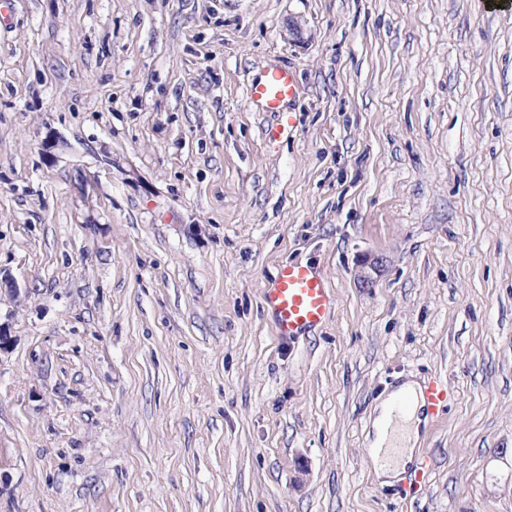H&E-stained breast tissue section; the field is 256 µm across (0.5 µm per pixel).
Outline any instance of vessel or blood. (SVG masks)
<instances>
[{"mask_svg": "<svg viewBox=\"0 0 512 512\" xmlns=\"http://www.w3.org/2000/svg\"><path fill=\"white\" fill-rule=\"evenodd\" d=\"M296 91L295 74L285 66L264 68L248 85L250 103L258 111L277 117L276 123L264 128L267 146H275L287 135L289 103ZM263 304L273 317L277 335L288 340L323 325L335 311V299L325 278L310 265L297 262L279 266L263 290ZM423 400L427 414L438 416L448 402L447 385L429 382L423 389Z\"/></svg>", "mask_w": 512, "mask_h": 512, "instance_id": "vessel-or-blood-1", "label": "vessel or blood"}]
</instances>
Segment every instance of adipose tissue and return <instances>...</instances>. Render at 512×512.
<instances>
[{"mask_svg": "<svg viewBox=\"0 0 512 512\" xmlns=\"http://www.w3.org/2000/svg\"><path fill=\"white\" fill-rule=\"evenodd\" d=\"M418 390L416 382H404L376 408L372 432L367 437L368 456L373 472L382 483H391L414 460L420 430L427 423L416 401ZM401 397L411 399L412 405L405 413L397 415L393 412V403Z\"/></svg>", "mask_w": 512, "mask_h": 512, "instance_id": "1", "label": "adipose tissue"}]
</instances>
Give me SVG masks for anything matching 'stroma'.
Masks as SVG:
<instances>
[{
  "label": "stroma",
  "mask_w": 512,
  "mask_h": 512,
  "mask_svg": "<svg viewBox=\"0 0 512 512\" xmlns=\"http://www.w3.org/2000/svg\"><path fill=\"white\" fill-rule=\"evenodd\" d=\"M12 3L0 512H512V0ZM288 261L337 300L292 342ZM408 379L450 396L405 501L366 436ZM297 91L296 77L287 66L264 68L247 86V97L259 112H274L278 120L264 128L266 146L273 148L289 129V103ZM263 304L273 317L276 334L288 340L323 325L335 311L325 278L310 265L297 262L279 266L263 290Z\"/></svg>",
  "instance_id": "1"
}]
</instances>
